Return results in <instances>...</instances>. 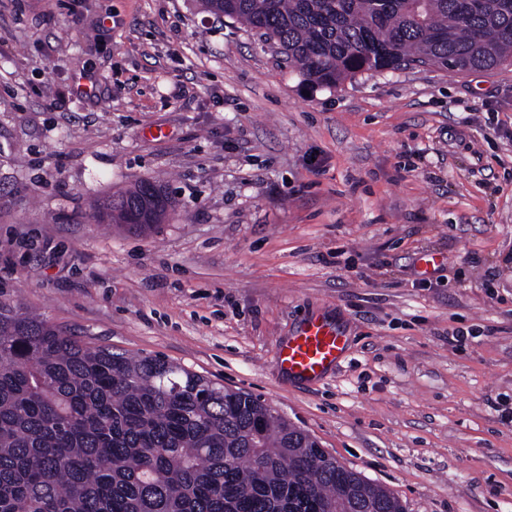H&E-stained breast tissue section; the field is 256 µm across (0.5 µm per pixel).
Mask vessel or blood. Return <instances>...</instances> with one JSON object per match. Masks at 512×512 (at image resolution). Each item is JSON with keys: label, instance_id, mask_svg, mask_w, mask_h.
Listing matches in <instances>:
<instances>
[{"label": "vessel or blood", "instance_id": "b4317fda", "mask_svg": "<svg viewBox=\"0 0 512 512\" xmlns=\"http://www.w3.org/2000/svg\"><path fill=\"white\" fill-rule=\"evenodd\" d=\"M347 349L348 338L338 325L313 316L277 346L274 364L289 379L312 384L337 368Z\"/></svg>", "mask_w": 512, "mask_h": 512}]
</instances>
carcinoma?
<instances>
[{"mask_svg":"<svg viewBox=\"0 0 512 512\" xmlns=\"http://www.w3.org/2000/svg\"><path fill=\"white\" fill-rule=\"evenodd\" d=\"M303 81L512 58V0H201ZM140 187L94 208L125 223ZM0 512H405L387 488L242 391L92 346L0 303Z\"/></svg>","mask_w":512,"mask_h":512,"instance_id":"1","label":"carcinoma"}]
</instances>
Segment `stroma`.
I'll use <instances>...</instances> for the list:
<instances>
[{
  "instance_id": "stroma-1",
  "label": "stroma",
  "mask_w": 512,
  "mask_h": 512,
  "mask_svg": "<svg viewBox=\"0 0 512 512\" xmlns=\"http://www.w3.org/2000/svg\"><path fill=\"white\" fill-rule=\"evenodd\" d=\"M143 179L154 233L95 220ZM0 301L258 397L406 512H512V60L310 89L198 0H0ZM316 313L350 342L303 386L273 355Z\"/></svg>"
}]
</instances>
